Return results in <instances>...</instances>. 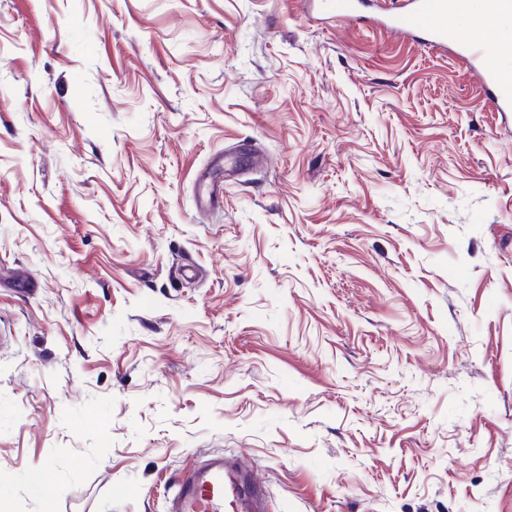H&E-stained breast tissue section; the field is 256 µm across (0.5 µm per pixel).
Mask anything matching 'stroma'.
<instances>
[{
  "label": "stroma",
  "mask_w": 512,
  "mask_h": 512,
  "mask_svg": "<svg viewBox=\"0 0 512 512\" xmlns=\"http://www.w3.org/2000/svg\"><path fill=\"white\" fill-rule=\"evenodd\" d=\"M360 2L0 0V512H512V113ZM241 482L238 469H229L223 455L211 456L182 475L169 500L168 512H225L230 495L232 510L263 512L259 490Z\"/></svg>",
  "instance_id": "1"
}]
</instances>
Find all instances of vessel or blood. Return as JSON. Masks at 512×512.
<instances>
[{"label": "vessel or blood", "instance_id": "vessel-or-blood-1", "mask_svg": "<svg viewBox=\"0 0 512 512\" xmlns=\"http://www.w3.org/2000/svg\"><path fill=\"white\" fill-rule=\"evenodd\" d=\"M478 11L512 17V0H410L407 11L380 18L388 33L429 47H455L472 71L484 97L498 112H512V74L495 67L498 44L485 38H464L450 20L459 12ZM239 512H261L259 490L246 486L223 456L214 455L179 479L169 500L168 512H225L226 505Z\"/></svg>", "mask_w": 512, "mask_h": 512}]
</instances>
